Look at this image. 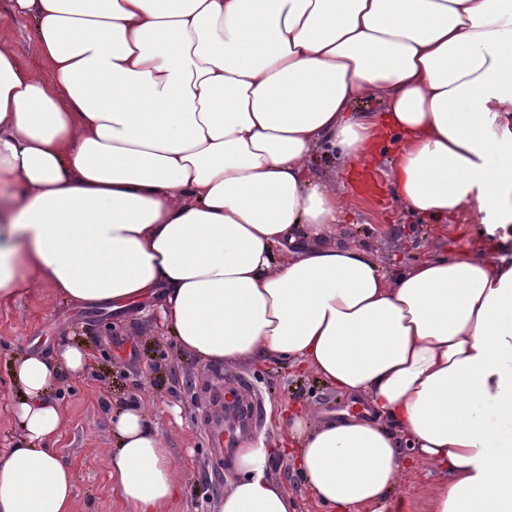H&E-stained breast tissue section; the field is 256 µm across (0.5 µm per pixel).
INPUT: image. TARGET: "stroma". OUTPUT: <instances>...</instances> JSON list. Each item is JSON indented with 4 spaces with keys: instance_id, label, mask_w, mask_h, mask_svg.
Segmentation results:
<instances>
[{
    "instance_id": "35a3bbf8",
    "label": "stroma",
    "mask_w": 512,
    "mask_h": 512,
    "mask_svg": "<svg viewBox=\"0 0 512 512\" xmlns=\"http://www.w3.org/2000/svg\"><path fill=\"white\" fill-rule=\"evenodd\" d=\"M0 44L48 72L27 19L0 9ZM396 140L393 133L386 137L375 168L360 166L343 176L336 173L338 161L323 150L310 159L316 179H339L354 200L352 211L336 226L335 239L365 240L387 272L428 257L439 234L435 225L408 212L390 194L386 173ZM67 342L81 345L89 355L84 373L63 375L53 392L64 417L56 446L77 479L73 512H130L110 479L107 454L115 445L112 415L127 398L149 405L153 422L169 443L180 486L174 512H218L228 472L211 464L206 425L221 410L217 397L225 382L245 385L258 399L263 416L257 437L269 447L282 433L269 412L300 406L333 411L348 402L310 371L282 359L249 366L201 364L140 309L118 315L88 308L57 297L49 283L39 281L30 293L0 306V451L20 435L14 414L20 391L10 379L13 355ZM400 492L406 512H430L433 482L410 456L404 460Z\"/></svg>"
}]
</instances>
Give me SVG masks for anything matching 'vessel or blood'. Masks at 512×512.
I'll list each match as a JSON object with an SVG mask.
<instances>
[{"label":"vessel or blood","mask_w":512,"mask_h":512,"mask_svg":"<svg viewBox=\"0 0 512 512\" xmlns=\"http://www.w3.org/2000/svg\"><path fill=\"white\" fill-rule=\"evenodd\" d=\"M256 414L255 407L245 401L236 388L225 389L224 413L213 419L208 427L211 456L216 462H223L232 453L239 435L251 427Z\"/></svg>","instance_id":"obj_1"}]
</instances>
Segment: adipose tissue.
Here are the masks:
<instances>
[{
	"instance_id": "ef3b65f1",
	"label": "adipose tissue",
	"mask_w": 512,
	"mask_h": 512,
	"mask_svg": "<svg viewBox=\"0 0 512 512\" xmlns=\"http://www.w3.org/2000/svg\"><path fill=\"white\" fill-rule=\"evenodd\" d=\"M32 21L42 75L0 45V305L46 281L122 312L159 307L206 365L272 357L367 403L291 415V465L327 512L398 497L412 451L430 512H512V0H6ZM381 98L383 114L356 104ZM402 135L392 197L477 244L381 271L332 240L349 166ZM86 355L16 358L21 437L0 457V512H73L49 395ZM110 478L131 512L179 493L147 405L125 403ZM238 448L220 512H297ZM311 168L314 174V177L318 180H331L335 177V171L338 170L339 161L336 158V161L333 158L326 156L322 149H317L311 159H310Z\"/></svg>"
}]
</instances>
